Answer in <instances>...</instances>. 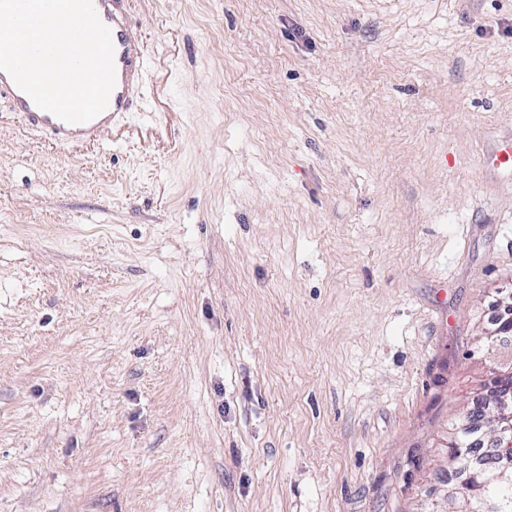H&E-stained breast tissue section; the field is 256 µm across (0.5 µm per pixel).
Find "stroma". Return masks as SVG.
<instances>
[{
	"label": "stroma",
	"instance_id": "1",
	"mask_svg": "<svg viewBox=\"0 0 512 512\" xmlns=\"http://www.w3.org/2000/svg\"><path fill=\"white\" fill-rule=\"evenodd\" d=\"M138 94L0 97V512H429L512 295V0H127ZM126 1L93 0L99 18L111 30L116 69V83L108 106L93 120L71 124L39 109L7 72L0 71V95L8 99L10 112L20 116L26 129L37 131L56 146L94 145L112 132L121 114L128 112L140 80L143 59L139 51L142 37L128 20Z\"/></svg>",
	"mask_w": 512,
	"mask_h": 512
}]
</instances>
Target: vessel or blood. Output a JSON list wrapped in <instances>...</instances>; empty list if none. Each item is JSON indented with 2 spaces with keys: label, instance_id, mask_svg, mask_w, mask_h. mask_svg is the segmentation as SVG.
<instances>
[{
  "label": "vessel or blood",
  "instance_id": "vessel-or-blood-1",
  "mask_svg": "<svg viewBox=\"0 0 512 512\" xmlns=\"http://www.w3.org/2000/svg\"><path fill=\"white\" fill-rule=\"evenodd\" d=\"M93 4L101 21L111 30L116 69L108 106L96 118L83 124L65 122L39 109L7 72L0 71V95L8 99L11 112L20 116L26 129L37 131L57 146L80 147L102 141L121 114L129 110L140 80L141 36L128 20L126 0H93Z\"/></svg>",
  "mask_w": 512,
  "mask_h": 512
}]
</instances>
